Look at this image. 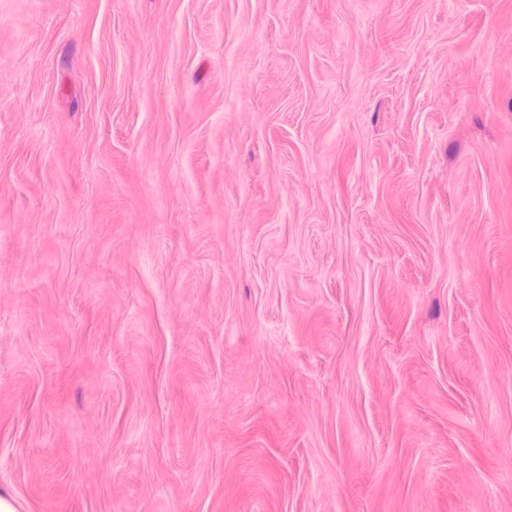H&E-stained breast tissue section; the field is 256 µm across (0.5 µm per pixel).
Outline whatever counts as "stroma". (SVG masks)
Here are the masks:
<instances>
[{
  "mask_svg": "<svg viewBox=\"0 0 512 512\" xmlns=\"http://www.w3.org/2000/svg\"><path fill=\"white\" fill-rule=\"evenodd\" d=\"M16 512H512V0H0Z\"/></svg>",
  "mask_w": 512,
  "mask_h": 512,
  "instance_id": "1",
  "label": "stroma"
}]
</instances>
